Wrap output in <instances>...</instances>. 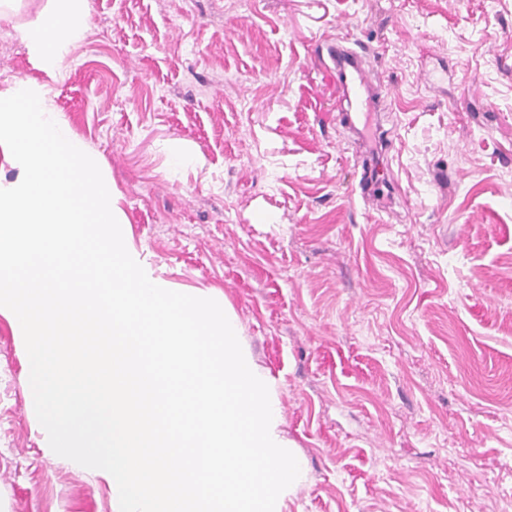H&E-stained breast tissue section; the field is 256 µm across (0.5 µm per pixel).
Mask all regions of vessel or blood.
<instances>
[{"label":"vessel or blood","mask_w":512,"mask_h":512,"mask_svg":"<svg viewBox=\"0 0 512 512\" xmlns=\"http://www.w3.org/2000/svg\"><path fill=\"white\" fill-rule=\"evenodd\" d=\"M326 53L336 71V119L351 136H359L358 124L364 113L381 112L390 96L382 78L376 75L366 47L354 48L340 42L328 44ZM358 187L364 204L379 202L377 182L388 180L387 171L367 152H359Z\"/></svg>","instance_id":"1"}]
</instances>
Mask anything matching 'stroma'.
<instances>
[{
  "label": "stroma",
  "instance_id": "35a3bbf8",
  "mask_svg": "<svg viewBox=\"0 0 512 512\" xmlns=\"http://www.w3.org/2000/svg\"><path fill=\"white\" fill-rule=\"evenodd\" d=\"M48 85L173 288H216L308 462L288 512H512V0H88ZM351 38L391 90V213L336 124ZM0 512H113L28 408L0 316Z\"/></svg>",
  "mask_w": 512,
  "mask_h": 512
}]
</instances>
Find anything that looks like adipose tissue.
Instances as JSON below:
<instances>
[{
    "label": "adipose tissue",
    "instance_id": "obj_1",
    "mask_svg": "<svg viewBox=\"0 0 512 512\" xmlns=\"http://www.w3.org/2000/svg\"><path fill=\"white\" fill-rule=\"evenodd\" d=\"M19 0H0V22H7L15 39L22 43L34 65L48 75L60 72L72 47L88 29V0H51L36 22L16 23Z\"/></svg>",
    "mask_w": 512,
    "mask_h": 512
}]
</instances>
